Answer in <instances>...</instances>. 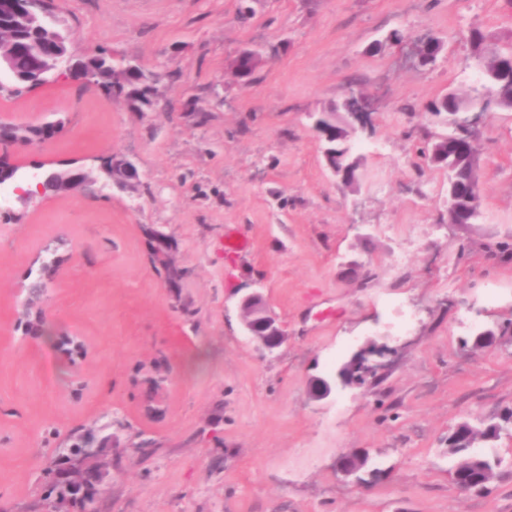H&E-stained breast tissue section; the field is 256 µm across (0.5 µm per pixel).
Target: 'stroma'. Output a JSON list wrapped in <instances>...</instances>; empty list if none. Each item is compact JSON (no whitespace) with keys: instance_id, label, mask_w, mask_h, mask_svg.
Segmentation results:
<instances>
[{"instance_id":"35a3bbf8","label":"stroma","mask_w":512,"mask_h":512,"mask_svg":"<svg viewBox=\"0 0 512 512\" xmlns=\"http://www.w3.org/2000/svg\"><path fill=\"white\" fill-rule=\"evenodd\" d=\"M74 57L106 47L157 74L153 106L58 78L0 94V122L62 120L24 168L98 172L132 161L108 196L0 197V512H42L60 448L83 437L102 475L97 512H512V427L476 452L502 465L487 492L449 473L448 430L512 410V111L475 142L481 216L448 221V171L425 106L479 80L471 27L512 42V0H57ZM402 39L389 41L391 32ZM442 42L436 62L411 54ZM266 61L250 78L233 61ZM371 103L353 139L358 190L327 166L311 113L345 93ZM235 233L244 252L227 250ZM61 256L48 321L23 286ZM261 289L288 340L261 356L240 296ZM83 336L85 356L61 336ZM368 340L391 365L315 399L312 378ZM367 451L379 478L336 471ZM103 170L111 184L122 185L138 176L136 167L126 159H112Z\"/></svg>"}]
</instances>
